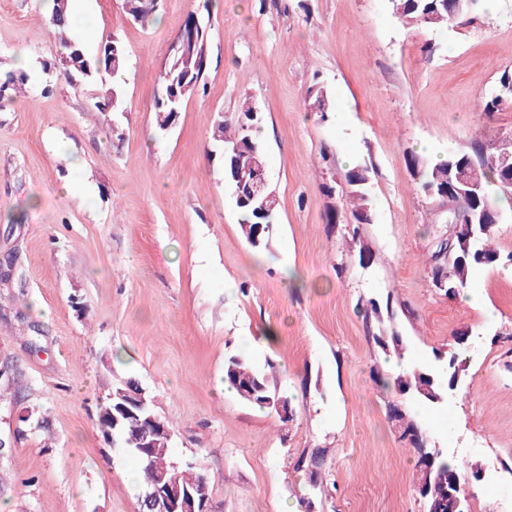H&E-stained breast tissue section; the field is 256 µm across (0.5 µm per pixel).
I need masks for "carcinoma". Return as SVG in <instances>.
<instances>
[{"instance_id": "cac0c4a2", "label": "carcinoma", "mask_w": 512, "mask_h": 512, "mask_svg": "<svg viewBox=\"0 0 512 512\" xmlns=\"http://www.w3.org/2000/svg\"><path fill=\"white\" fill-rule=\"evenodd\" d=\"M392 10L398 18L410 23L430 28H455L474 21L479 8V0H390ZM125 13L136 22H148L156 17L158 4L152 0H123ZM70 0H53L47 24L55 28L60 48H73L68 83L76 82L82 87L94 85L102 94L96 102L101 112H110L124 106L123 95L112 76L126 68V54L122 44L116 40H105L97 56L90 57L85 52L87 35L74 32L68 24ZM181 32L187 34L188 41L181 53L168 58L161 74V93L155 98L154 112L160 129L175 123L182 102L197 94L204 87V75L209 62L202 59L201 52L209 49V32L201 21L190 14L181 25ZM31 75L23 69H0V97L26 93V85ZM308 112L320 114L321 119L334 111L326 91L321 86L309 90L305 104ZM254 106L249 98H243L237 113L231 119L216 117L212 123L211 138L219 146L241 144L236 154L224 156V179L232 191L234 205L239 214V227L243 238L255 250H263L270 245V232L275 224L276 211L258 213L257 203L252 201L254 184L249 176L252 166L260 162L267 164L265 152L256 138L261 118H251ZM456 163L467 170L471 178L480 183L477 210H486L495 216L502 212L494 207L491 196L502 191V159L499 149L492 142L477 140L473 143L472 153H450L442 160L431 163L416 154L406 157V163L415 179L418 190L431 201H441L438 195L429 192L448 181V165ZM371 173L373 168L365 165H353L345 174L348 188L347 198L352 208L356 225L352 228V238H357L359 225L369 223L366 213L372 212L370 199ZM495 232L493 224H457L453 239H448V231L440 230L435 237L433 250L429 257L431 280H447L445 295L456 297L470 286L475 274L486 267L503 265L512 252L504 255L488 247L487 242ZM452 250L464 260H448L446 250ZM460 364L459 353L450 352L440 370V375L419 368L406 367L393 380L396 389L401 392L417 391L420 385H428L432 391L448 398L458 390L456 387V366ZM224 383L241 400L260 408L276 409L282 399H288L278 385L274 371L259 366L252 358L243 353L230 355L224 362ZM391 417L402 423V439L410 445L417 456L419 479L429 482L433 492L440 493L448 489V479L466 485L468 472L474 464L450 465L447 457L436 454L430 446L429 435L417 421L405 417L399 405L390 407ZM145 425V418H130L114 430L115 447L124 448L140 464L144 480V489L153 488L157 473L163 468L169 469L177 481L192 489L198 485L199 471L189 465L170 467L175 461L171 448H158L153 463L149 464L143 454L128 447L126 439Z\"/></svg>"}]
</instances>
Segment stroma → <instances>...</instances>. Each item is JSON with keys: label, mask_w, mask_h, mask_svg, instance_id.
I'll return each mask as SVG.
<instances>
[{"label": "stroma", "mask_w": 512, "mask_h": 512, "mask_svg": "<svg viewBox=\"0 0 512 512\" xmlns=\"http://www.w3.org/2000/svg\"><path fill=\"white\" fill-rule=\"evenodd\" d=\"M49 7L0 0L1 68L55 60ZM83 7L97 23L87 53L112 37L126 51V112L105 119L95 91L62 78L0 99V512H138L132 457L97 423L129 376L170 424L174 457L208 474L213 512H425L389 417L421 402L378 381L393 332L409 363L459 351L463 387L433 410L457 433L428 426L430 445L480 463L470 512H512V280L480 272L487 316L433 288L425 261L446 216L406 165L512 135V106L482 110L512 70V0L442 31L389 0H163L146 26L122 0ZM192 12L210 32L207 89L162 131L154 97ZM316 84L352 138L306 111ZM246 96L279 200L265 251L241 235L211 140ZM352 161L374 168L361 226L320 189ZM252 341L292 385L288 422L223 390L225 359Z\"/></svg>", "instance_id": "obj_1"}]
</instances>
